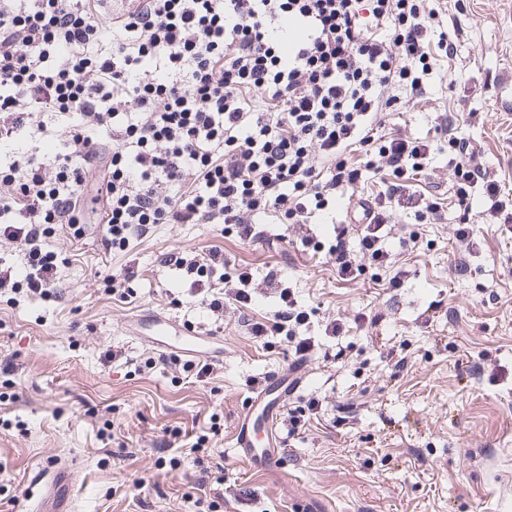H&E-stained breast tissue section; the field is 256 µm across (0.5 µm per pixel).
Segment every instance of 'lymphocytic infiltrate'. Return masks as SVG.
Listing matches in <instances>:
<instances>
[{"instance_id": "1", "label": "lymphocytic infiltrate", "mask_w": 512, "mask_h": 512, "mask_svg": "<svg viewBox=\"0 0 512 512\" xmlns=\"http://www.w3.org/2000/svg\"><path fill=\"white\" fill-rule=\"evenodd\" d=\"M99 0H0V293L51 297L66 261L52 249L57 225L71 240L88 230L85 195L109 252L128 251L152 224H220L240 239H263L256 218L303 226L304 246L326 250L338 275L386 267L385 228L395 208L417 223L438 218L416 196L434 144L377 136L379 113L423 93L438 58L469 30L447 0H142L98 21ZM302 40L291 41L290 24ZM437 117L456 178L457 235L473 248L469 200L482 186L491 223L512 225V199ZM53 153L32 150L40 138ZM363 159H354V152ZM385 181L350 250L347 225L324 243L313 222L366 175ZM162 263L207 283L205 303L252 299L254 276L228 272L218 253H167ZM273 317L248 320L251 336H282L296 353L315 345L309 312L288 286Z\"/></svg>"}]
</instances>
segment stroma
Instances as JSON below:
<instances>
[{
  "label": "stroma",
  "mask_w": 512,
  "mask_h": 512,
  "mask_svg": "<svg viewBox=\"0 0 512 512\" xmlns=\"http://www.w3.org/2000/svg\"><path fill=\"white\" fill-rule=\"evenodd\" d=\"M470 27L452 57L440 58L423 97L384 112L378 135L434 139L436 113L455 114L459 137L512 194V111L495 85L512 70V0H448ZM420 189L439 198L440 218L419 224L398 212L388 227L390 267L341 280L328 257L304 251L300 230L264 217L249 242L211 224H156L133 249L105 254L102 228L81 241L57 228L70 259L56 296L7 302L0 296V512H29L27 497L50 466L76 464L75 512H290L312 498L319 512H512V235L483 221L471 193L478 256L462 262L458 210L447 153L435 156ZM418 241H410V232ZM220 250L250 269L249 307L202 302L189 277L163 267L174 250ZM134 268L131 302L104 290L101 272ZM276 272L311 310L309 375L277 423L284 463L258 474L235 458V423L250 390L285 370L296 353L284 337L262 343L243 317L273 316ZM399 287H389L394 275ZM158 312L206 335L214 367L176 378L163 353L139 337V315ZM340 320L342 331L325 327ZM153 369H144L145 361ZM316 411H309L310 403ZM23 429H15V422ZM112 436L104 440L102 429ZM207 435L212 474L200 483L186 461ZM182 458L171 467V458Z\"/></svg>",
  "instance_id": "1"
}]
</instances>
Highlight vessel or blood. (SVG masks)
Listing matches in <instances>:
<instances>
[{
  "label": "vessel or blood",
  "mask_w": 512,
  "mask_h": 512,
  "mask_svg": "<svg viewBox=\"0 0 512 512\" xmlns=\"http://www.w3.org/2000/svg\"><path fill=\"white\" fill-rule=\"evenodd\" d=\"M142 324L150 330L155 347L164 351L177 350L198 356L203 350L204 338L194 327L170 325L159 315L145 316ZM307 376V362L299 359L289 370L268 375L251 391L233 434V447L237 458L252 471L267 472L281 465L283 451L276 435V422L288 399ZM44 493L37 503V512H72L68 498L60 491L69 483L67 470H52Z\"/></svg>",
  "instance_id": "obj_1"
}]
</instances>
